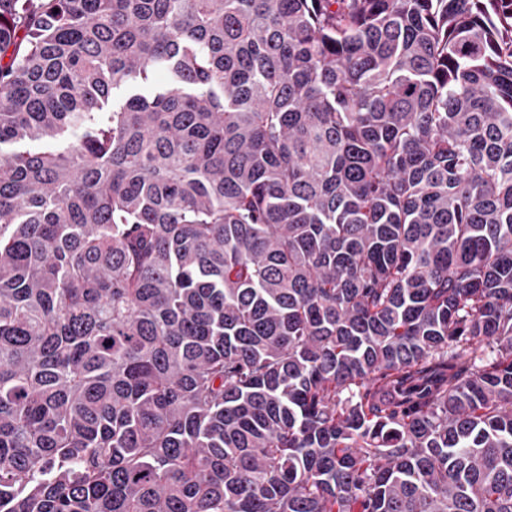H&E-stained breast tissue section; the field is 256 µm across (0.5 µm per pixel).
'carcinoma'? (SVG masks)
<instances>
[{
    "label": "carcinoma",
    "mask_w": 512,
    "mask_h": 512,
    "mask_svg": "<svg viewBox=\"0 0 512 512\" xmlns=\"http://www.w3.org/2000/svg\"><path fill=\"white\" fill-rule=\"evenodd\" d=\"M0 512H512V0H0Z\"/></svg>",
    "instance_id": "1"
}]
</instances>
